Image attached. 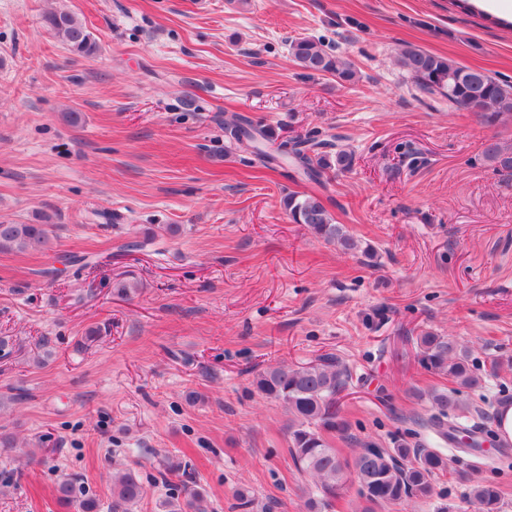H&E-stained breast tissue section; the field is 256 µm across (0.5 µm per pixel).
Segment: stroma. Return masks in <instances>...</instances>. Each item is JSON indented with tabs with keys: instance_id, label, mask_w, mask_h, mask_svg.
I'll list each match as a JSON object with an SVG mask.
<instances>
[{
	"instance_id": "35a3bbf8",
	"label": "stroma",
	"mask_w": 512,
	"mask_h": 512,
	"mask_svg": "<svg viewBox=\"0 0 512 512\" xmlns=\"http://www.w3.org/2000/svg\"><path fill=\"white\" fill-rule=\"evenodd\" d=\"M58 9L94 53L53 35ZM299 36L337 46L356 82L298 67ZM407 45L512 82V18L482 0H0V220L53 226L51 250L0 253V394L15 397L0 433L19 442L0 450V512H77L57 501L64 478L112 512L125 468L147 490L132 512L194 486L209 512L241 495L248 512H306L314 480L254 375L333 355L350 373L335 447L431 444L427 395L449 383L417 360L424 330L473 349L483 384L458 397L494 429L512 403V179L481 151L512 143V119L488 127L416 92L395 64ZM234 115L277 144L317 134L354 152L320 197L361 251L289 219L282 200L306 182L229 141ZM444 452L433 497L399 512H472L462 471L512 512L506 448ZM171 456L185 471L168 485ZM49 28L63 44L77 53L90 54L96 49L86 24L66 10L51 12L46 16Z\"/></svg>"
}]
</instances>
